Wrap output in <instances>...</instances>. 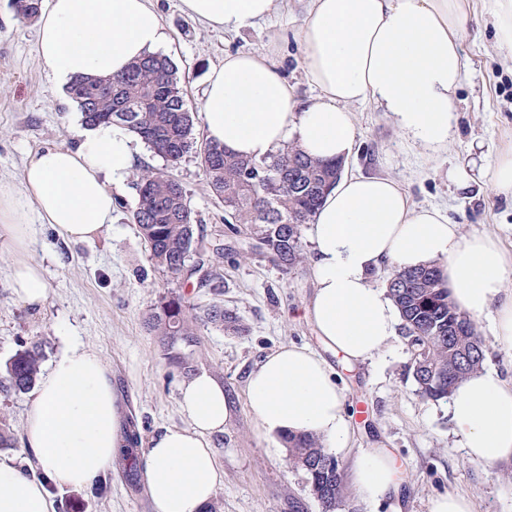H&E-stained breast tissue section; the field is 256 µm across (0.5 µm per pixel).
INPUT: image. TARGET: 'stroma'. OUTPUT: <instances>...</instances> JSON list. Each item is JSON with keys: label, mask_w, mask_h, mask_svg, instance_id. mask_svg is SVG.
<instances>
[{"label": "stroma", "mask_w": 512, "mask_h": 512, "mask_svg": "<svg viewBox=\"0 0 512 512\" xmlns=\"http://www.w3.org/2000/svg\"><path fill=\"white\" fill-rule=\"evenodd\" d=\"M170 37L165 54L177 68L187 107L202 109L203 81L225 54L260 51L281 65L300 101L314 99L302 64V14L289 6L270 20L239 34L211 29L184 11L181 0H152ZM36 25L17 18L13 0H0V179L19 183L28 153L44 144L72 147L84 121L79 107L42 68L35 53ZM465 76L458 91V127L447 149L429 157L406 141L386 113L373 105L354 108L357 165L361 173L398 180L419 207L447 211L464 233L498 235L512 251V196L496 193L481 171L491 169L512 142V62L498 47L484 0H468L463 39ZM471 164L479 176L461 190L448 171ZM184 187L205 247L223 244L212 256L220 290L200 287L197 276L174 278L155 267L131 214L138 203L134 178L117 190L112 226L98 239L74 243L54 225H39L35 261L43 263L48 300L41 311L17 301L9 287L11 246L0 239V370L19 342L43 345L42 369L60 354L71 335L99 356L120 396L123 418H135L140 448L163 428L186 426L179 408L184 372L170 366L155 336L149 313L167 297L181 295L203 307L213 302L233 311L246 331L237 335L198 323L194 346L177 345L194 371L224 385L230 418L211 441L224 481L213 499L220 512H320L304 471L291 470L272 453L248 405L246 379L270 352L284 344L322 352L352 414L351 446L382 448L389 454L400 486L378 504L362 500L351 482L354 458L342 457L347 480L337 512H429L432 499L450 492L471 499L473 512H512V461L493 466L468 461L451 432L448 404L422 399L410 370L412 353L405 336L372 364H348L325 349L303 308L313 293V244L302 235L303 263L284 271L266 254L250 251L247 235L229 232L224 209L208 191L195 153L171 169ZM35 391L0 390V419L13 438L0 456H27L23 434ZM104 493L93 486L54 490L57 512H152L145 477L127 480L112 466Z\"/></svg>", "instance_id": "obj_1"}]
</instances>
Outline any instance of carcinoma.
Masks as SVG:
<instances>
[{"mask_svg":"<svg viewBox=\"0 0 512 512\" xmlns=\"http://www.w3.org/2000/svg\"><path fill=\"white\" fill-rule=\"evenodd\" d=\"M39 8L40 0H15L22 22L35 18ZM67 93L86 124L121 123L172 167L199 146L206 185L224 205L231 229H246L252 248L286 270L303 262L301 228L312 221L324 195L340 178L341 163L310 157L293 144L256 160L209 140L195 141V115L185 107L176 68L160 54H149L112 78H77L67 86ZM136 187L139 200L133 223L151 262L177 278L198 249L186 193L178 180L148 165L139 168ZM386 280L412 348L411 369L420 396L433 401L449 398L461 381L483 367L486 343L476 323L452 303L435 267L391 268ZM199 320L245 332L238 317L223 305L197 309L179 296L161 302L148 317L149 331L158 337L168 362L186 372L188 360L173 348L180 341L195 342ZM42 357L41 343L20 344L0 376V389L28 391L38 377ZM287 443V467L307 473L320 512H336L342 492L339 461L314 435L289 436Z\"/></svg>","mask_w":512,"mask_h":512,"instance_id":"cac0c4a2","label":"carcinoma"}]
</instances>
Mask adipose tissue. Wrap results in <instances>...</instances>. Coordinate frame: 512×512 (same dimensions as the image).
Listing matches in <instances>:
<instances>
[{"mask_svg": "<svg viewBox=\"0 0 512 512\" xmlns=\"http://www.w3.org/2000/svg\"><path fill=\"white\" fill-rule=\"evenodd\" d=\"M210 28L238 34L272 17L284 0H181ZM300 42L305 77L317 94L301 103L278 66L256 52L226 54L205 78L207 137L259 159L295 142L323 160H349L353 105L386 112L403 137L434 156L458 124L465 72L462 33L467 0H304ZM37 55L61 84L109 77L166 48L168 35L150 0H46L37 22ZM80 143L29 155L21 188L0 181V238L13 248L10 277L26 306L48 299L42 267L30 252L38 224L73 241L100 237L112 223L114 189L134 162L133 133L118 123L81 129ZM314 292L304 308L318 337L350 363L379 359L403 323L379 270L437 267L455 305L490 317L492 334L512 350V253L496 235L465 234L437 207L414 206L388 176L345 175L309 227ZM249 407L271 438L311 433L329 453L349 452L351 415L327 361L305 346L270 353L247 379ZM188 424L156 434L137 464L155 512H203L223 474L210 445L230 416L224 386L202 372L180 387ZM452 432L468 461L512 460V380L481 369L448 402ZM123 445L118 398L102 361L71 340L40 383L25 421V447L39 468L29 476L0 459V512H54L53 489L101 478ZM362 498L382 502L397 490L384 449L369 448L353 467Z\"/></svg>", "mask_w": 512, "mask_h": 512, "instance_id": "obj_1", "label": "adipose tissue"}]
</instances>
